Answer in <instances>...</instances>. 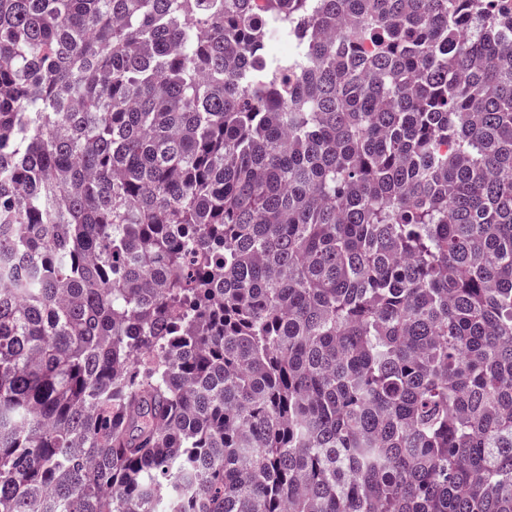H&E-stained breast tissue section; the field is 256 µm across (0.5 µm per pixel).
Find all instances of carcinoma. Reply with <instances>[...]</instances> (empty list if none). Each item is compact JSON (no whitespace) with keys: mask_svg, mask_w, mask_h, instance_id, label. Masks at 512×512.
<instances>
[{"mask_svg":"<svg viewBox=\"0 0 512 512\" xmlns=\"http://www.w3.org/2000/svg\"><path fill=\"white\" fill-rule=\"evenodd\" d=\"M0 0V512H512V8Z\"/></svg>","mask_w":512,"mask_h":512,"instance_id":"1","label":"carcinoma"}]
</instances>
